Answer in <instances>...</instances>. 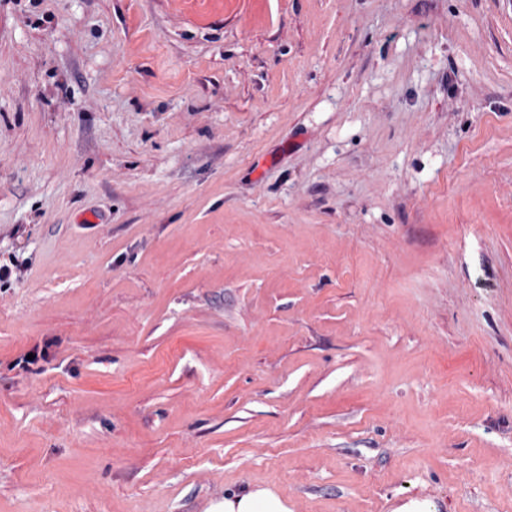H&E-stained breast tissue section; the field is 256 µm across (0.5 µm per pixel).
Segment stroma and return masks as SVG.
<instances>
[{
	"mask_svg": "<svg viewBox=\"0 0 512 512\" xmlns=\"http://www.w3.org/2000/svg\"><path fill=\"white\" fill-rule=\"evenodd\" d=\"M1 264L0 512H512V0H0ZM219 512H291L288 501L270 488L251 486L240 493L225 494Z\"/></svg>",
	"mask_w": 512,
	"mask_h": 512,
	"instance_id": "stroma-1",
	"label": "stroma"
}]
</instances>
